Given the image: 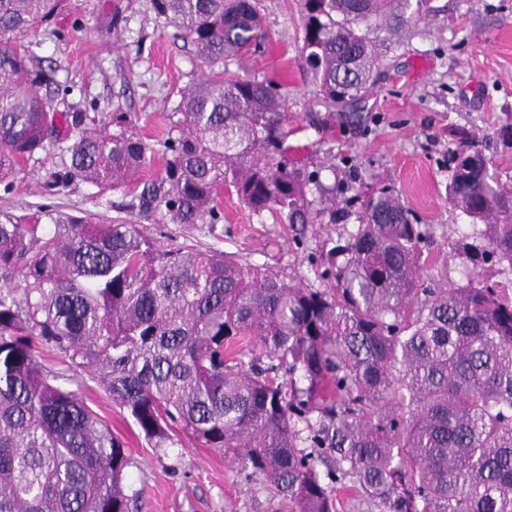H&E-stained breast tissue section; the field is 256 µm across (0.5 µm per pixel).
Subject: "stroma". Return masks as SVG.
<instances>
[{"instance_id":"stroma-1","label":"stroma","mask_w":512,"mask_h":512,"mask_svg":"<svg viewBox=\"0 0 512 512\" xmlns=\"http://www.w3.org/2000/svg\"><path fill=\"white\" fill-rule=\"evenodd\" d=\"M430 8L381 50L382 77L360 118L350 113H310L313 86L298 60L300 0H260L269 40L263 51L230 61L228 68L285 87V110L294 133L289 161L318 171L337 190L361 192L383 182L400 194L432 237L423 253L441 254L449 237H476L479 224L448 202V131L466 127L492 136L512 114V0H429ZM22 43L54 82L41 94L91 114L121 110L148 116L141 132L161 137L184 89L205 70L192 45L153 9L152 0H70L65 16ZM59 157L36 155L11 189L0 188V210H39L93 216L97 223H140L115 210L117 192L78 183L55 188L50 175ZM224 218L216 236L172 224L142 223L146 235L173 248H215L241 263L277 272L285 283L318 287L328 268L325 251L358 226L360 211L333 224L318 213L304 235L276 215L253 214L235 195L220 201ZM74 384L121 440L131 459L132 512H287L276 491L248 480L223 452L185 436L154 447L134 420L102 388L91 369L73 373Z\"/></svg>"}]
</instances>
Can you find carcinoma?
Masks as SVG:
<instances>
[{
  "label": "carcinoma",
  "mask_w": 512,
  "mask_h": 512,
  "mask_svg": "<svg viewBox=\"0 0 512 512\" xmlns=\"http://www.w3.org/2000/svg\"><path fill=\"white\" fill-rule=\"evenodd\" d=\"M68 2L0 0V185L53 153L55 187L122 189L115 208L212 236L225 191L287 224L311 223L313 187L333 224L354 202L288 166L282 94L227 67L267 38L256 0H152L208 68L152 142L138 116L58 112L40 93L50 78L17 39ZM301 5L312 108L355 112L380 78L377 46L423 0ZM450 135L448 202L485 231L448 241L441 263L472 265L449 288L421 287L429 231L386 184L360 197L363 218L328 250L317 288L214 250L164 249L135 224L0 212V512H131L123 444L44 350L98 369L154 447L176 427L292 512H335L334 485L348 483L381 512H512V279L481 273L512 271V187L485 141ZM248 343L260 353L246 362Z\"/></svg>",
  "instance_id": "obj_1"
}]
</instances>
